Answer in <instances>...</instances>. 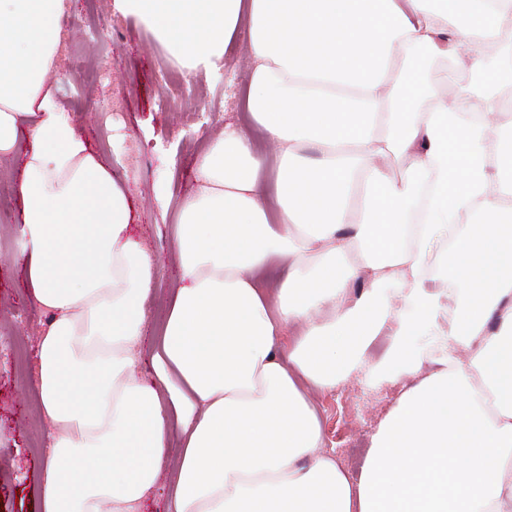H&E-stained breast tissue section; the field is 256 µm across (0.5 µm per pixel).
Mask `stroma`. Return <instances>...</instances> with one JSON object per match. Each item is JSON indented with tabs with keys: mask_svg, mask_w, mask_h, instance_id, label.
Wrapping results in <instances>:
<instances>
[{
	"mask_svg": "<svg viewBox=\"0 0 512 512\" xmlns=\"http://www.w3.org/2000/svg\"><path fill=\"white\" fill-rule=\"evenodd\" d=\"M64 25L68 36L58 58L59 92L77 131L98 150L118 155L115 169L133 203V230L156 264L152 312L159 322L179 283L173 248L178 202L195 188L196 155L241 109L248 37L240 35L228 48V58L236 63L232 80L202 74L185 79L199 125L182 129L158 104L161 76L176 65L149 30L113 17L107 0L96 14L87 12L85 0H72ZM79 62L105 73L86 94L75 77ZM116 99L121 102L117 108L112 105ZM0 201L5 204L0 210V512H34L42 466L38 448L48 428L30 388L34 342L45 316L24 286L11 232L22 220V204L3 181ZM399 394V387L369 384L361 371L334 389L312 391L326 444L351 473H358L371 435Z\"/></svg>",
	"mask_w": 512,
	"mask_h": 512,
	"instance_id": "stroma-1",
	"label": "stroma"
}]
</instances>
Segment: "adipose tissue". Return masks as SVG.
<instances>
[{
  "mask_svg": "<svg viewBox=\"0 0 512 512\" xmlns=\"http://www.w3.org/2000/svg\"><path fill=\"white\" fill-rule=\"evenodd\" d=\"M67 8L0 0V161L47 317L38 512H145L163 475L164 512H512V0H112L189 76L247 31L270 148L228 126L197 156L147 358L155 262L49 79ZM366 361L371 383L415 381L354 478L310 391Z\"/></svg>",
  "mask_w": 512,
  "mask_h": 512,
  "instance_id": "obj_1",
  "label": "adipose tissue"
}]
</instances>
